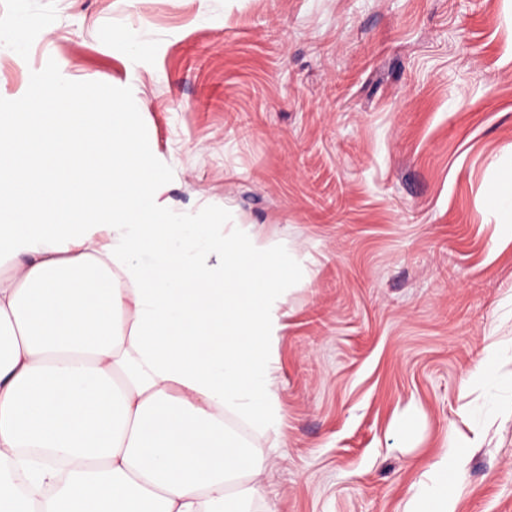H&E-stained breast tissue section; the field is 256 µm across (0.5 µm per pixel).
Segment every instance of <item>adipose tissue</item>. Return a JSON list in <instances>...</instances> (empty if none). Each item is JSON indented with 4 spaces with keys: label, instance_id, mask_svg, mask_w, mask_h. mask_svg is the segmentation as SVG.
<instances>
[{
    "label": "adipose tissue",
    "instance_id": "adipose-tissue-1",
    "mask_svg": "<svg viewBox=\"0 0 512 512\" xmlns=\"http://www.w3.org/2000/svg\"><path fill=\"white\" fill-rule=\"evenodd\" d=\"M133 105L44 79L0 114V512H244L277 432L283 292L302 263L181 224ZM445 447L403 512H457Z\"/></svg>",
    "mask_w": 512,
    "mask_h": 512
}]
</instances>
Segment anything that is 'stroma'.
<instances>
[{
  "instance_id": "35a3bbf8",
  "label": "stroma",
  "mask_w": 512,
  "mask_h": 512,
  "mask_svg": "<svg viewBox=\"0 0 512 512\" xmlns=\"http://www.w3.org/2000/svg\"><path fill=\"white\" fill-rule=\"evenodd\" d=\"M21 8L0 113L48 74L109 88L181 221L304 258L251 512H403L447 438L460 512H512V0H0V38Z\"/></svg>"
}]
</instances>
